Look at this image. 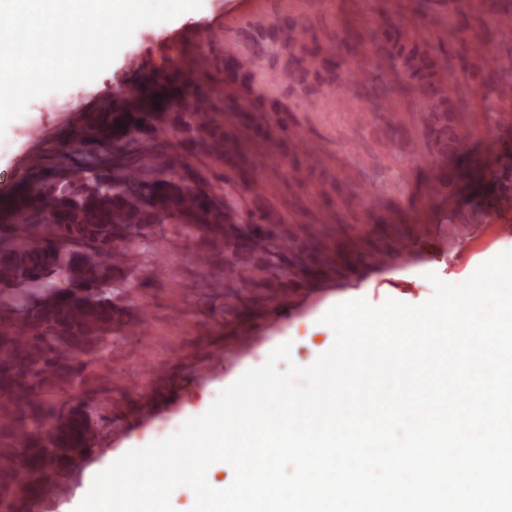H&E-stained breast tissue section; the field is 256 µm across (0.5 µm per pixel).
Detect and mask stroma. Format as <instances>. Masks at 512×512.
I'll return each instance as SVG.
<instances>
[{
    "label": "stroma",
    "mask_w": 512,
    "mask_h": 512,
    "mask_svg": "<svg viewBox=\"0 0 512 512\" xmlns=\"http://www.w3.org/2000/svg\"><path fill=\"white\" fill-rule=\"evenodd\" d=\"M504 11L512 13V0H203L200 10L138 27L95 81L78 84L74 101L29 103L9 124L0 152V224L10 223L13 200L33 179L78 163L63 145L88 116L175 70L235 102V111L209 114L219 129L255 118L292 135L234 166L202 145H185L175 131L158 133L159 151L184 154L190 187L228 182L248 200L255 186L265 187L261 206L275 211L290 233L314 236L319 249L311 274L271 305L203 297L199 284L223 276V266L198 264L186 244L151 237L164 273L134 277L127 300L144 322L125 331L101 373L104 419L88 451L57 478L52 494L24 496L13 512H63L77 502L87 469L173 435L239 372L262 365L284 342H291L295 363L311 364L335 339L322 316L348 291L375 306L389 299L419 305L434 294L427 273L462 282L484 255L512 250V236L497 234L498 225H512V105L499 91V73L512 63V28L497 19ZM385 15L442 40L456 77L452 92L466 102L456 129L470 175L451 180L438 196L430 194L428 178L442 158L409 93L397 88L391 111L372 112L355 93L339 97L317 85L294 92L278 80L286 58L275 54L264 61L271 80L246 89L224 79V52L238 48L244 25L266 30L290 18L319 37L339 32L356 42ZM481 43L492 48L482 58ZM477 60L483 78L467 79Z\"/></svg>",
    "instance_id": "obj_1"
}]
</instances>
